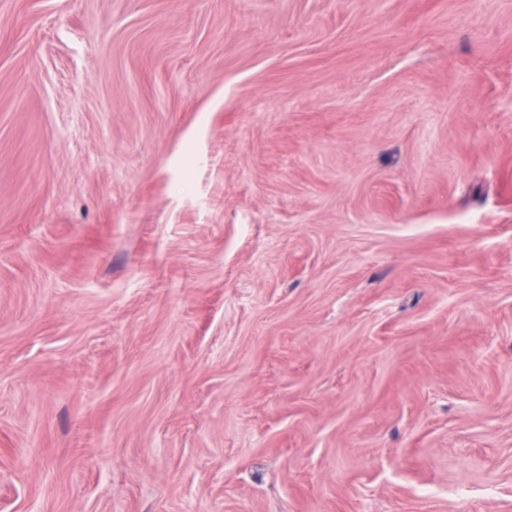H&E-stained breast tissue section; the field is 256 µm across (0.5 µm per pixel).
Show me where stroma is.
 <instances>
[{"mask_svg":"<svg viewBox=\"0 0 512 512\" xmlns=\"http://www.w3.org/2000/svg\"><path fill=\"white\" fill-rule=\"evenodd\" d=\"M0 512H512V0H0Z\"/></svg>","mask_w":512,"mask_h":512,"instance_id":"stroma-1","label":"stroma"}]
</instances>
